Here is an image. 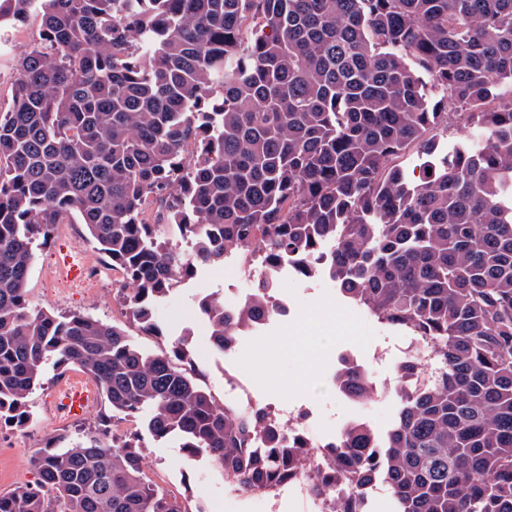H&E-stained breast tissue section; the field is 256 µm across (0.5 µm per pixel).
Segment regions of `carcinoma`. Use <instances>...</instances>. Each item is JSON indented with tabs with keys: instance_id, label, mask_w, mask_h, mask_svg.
I'll list each match as a JSON object with an SVG mask.
<instances>
[{
	"instance_id": "1",
	"label": "carcinoma",
	"mask_w": 512,
	"mask_h": 512,
	"mask_svg": "<svg viewBox=\"0 0 512 512\" xmlns=\"http://www.w3.org/2000/svg\"><path fill=\"white\" fill-rule=\"evenodd\" d=\"M33 14L0 114V422L28 421L47 365L75 368L106 418L144 419L250 491L305 476L293 432L218 402L184 337L147 352L30 307L35 250L70 218L148 336L174 285L252 252L269 277L237 304L199 301L219 351L285 312L271 274L287 259L424 341L386 436L353 425L311 480L336 512H361L376 482L392 512H512V0H0V42ZM443 105L480 137L442 151ZM409 149L416 179L394 164ZM337 383L377 394L349 363ZM33 464L0 512H188L133 438L53 437Z\"/></svg>"
}]
</instances>
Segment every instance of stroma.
<instances>
[{"label": "stroma", "mask_w": 512, "mask_h": 512, "mask_svg": "<svg viewBox=\"0 0 512 512\" xmlns=\"http://www.w3.org/2000/svg\"><path fill=\"white\" fill-rule=\"evenodd\" d=\"M40 30V18L30 16L14 32L7 47L0 49L2 112L7 111L11 103L14 64L19 55L38 40ZM73 240L81 242L87 261L99 271V279L89 296L79 288L57 294L45 276L46 269L57 263L63 247ZM235 285L225 268L199 271L180 283L158 306L161 335L146 336L138 332L134 335L135 341L155 351L166 348L170 336L188 334L197 377L219 400L224 397V371L230 368L246 377L257 406L289 402L310 407L323 401L331 403L340 415L366 422L376 433H385L392 426L400 408L396 366L401 356L394 344L400 340L410 341L409 332L389 326L369 313L349 319L350 304L335 283L322 277L305 279L290 272L277 294L291 306V313L281 315L277 322L268 325L259 340L244 337L231 350L219 353L211 346L197 301L220 291L225 304H234ZM120 286L119 276L113 272L108 258L93 248L81 224L57 225L52 240L38 250L27 284L28 299L34 307L57 314L80 312L124 326L129 319L120 300ZM375 349L385 353L381 362L368 366L378 386L377 395L361 405L336 397L328 385L327 369L337 364L343 353L362 354ZM270 361L276 364L280 383H265L258 375L259 368ZM76 376L73 370L61 374L46 370L29 398L34 422L24 428L0 425V493L35 482L36 471L31 458L49 438L60 434L76 438L97 427L102 414L100 402H93L75 416L56 412L61 387ZM140 446L148 477L184 501L189 512H268L265 504L245 495L234 502L225 500L226 478L205 458L188 459L182 449L168 442L154 441L146 433L140 438Z\"/></svg>", "instance_id": "stroma-1"}]
</instances>
